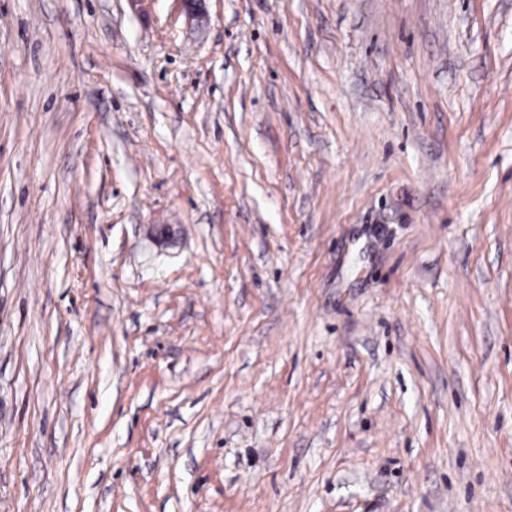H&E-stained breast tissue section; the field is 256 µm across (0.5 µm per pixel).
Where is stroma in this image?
Listing matches in <instances>:
<instances>
[{
    "label": "stroma",
    "mask_w": 512,
    "mask_h": 512,
    "mask_svg": "<svg viewBox=\"0 0 512 512\" xmlns=\"http://www.w3.org/2000/svg\"><path fill=\"white\" fill-rule=\"evenodd\" d=\"M0 512H512V0H0Z\"/></svg>",
    "instance_id": "obj_1"
}]
</instances>
